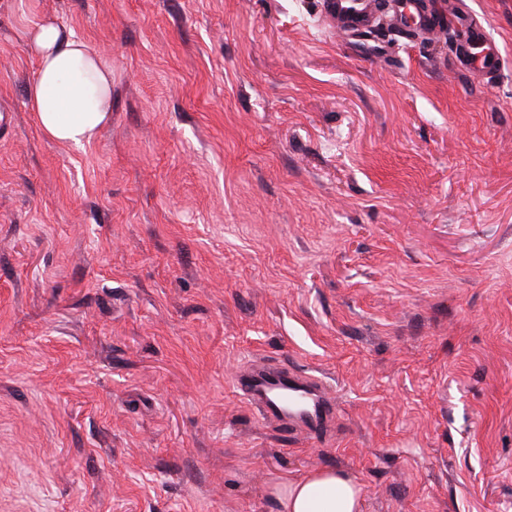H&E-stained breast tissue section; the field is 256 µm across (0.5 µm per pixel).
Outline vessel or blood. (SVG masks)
<instances>
[{
    "instance_id": "1",
    "label": "vessel or blood",
    "mask_w": 512,
    "mask_h": 512,
    "mask_svg": "<svg viewBox=\"0 0 512 512\" xmlns=\"http://www.w3.org/2000/svg\"><path fill=\"white\" fill-rule=\"evenodd\" d=\"M330 20L345 29H363L372 16L356 0H326ZM483 27L478 20L468 21L458 49V61L467 68H477L487 76L486 67L478 66L485 47L481 43ZM237 390L257 410L261 418L276 426L318 438L329 435L336 417L335 397L319 378L285 362H257L236 374Z\"/></svg>"
}]
</instances>
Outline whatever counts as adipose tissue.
<instances>
[{"label": "adipose tissue", "instance_id": "adipose-tissue-1", "mask_svg": "<svg viewBox=\"0 0 512 512\" xmlns=\"http://www.w3.org/2000/svg\"><path fill=\"white\" fill-rule=\"evenodd\" d=\"M36 62L27 99L48 138L67 145L92 143L112 112V66L53 16L34 18L22 34ZM277 512H365L359 483L335 468L282 477L270 488Z\"/></svg>", "mask_w": 512, "mask_h": 512}]
</instances>
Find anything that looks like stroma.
Returning a JSON list of instances; mask_svg holds the SVG:
<instances>
[{
    "label": "stroma",
    "mask_w": 512,
    "mask_h": 512,
    "mask_svg": "<svg viewBox=\"0 0 512 512\" xmlns=\"http://www.w3.org/2000/svg\"><path fill=\"white\" fill-rule=\"evenodd\" d=\"M425 5L483 18L491 78L323 0H0V512H277L322 467L365 512H512V0ZM43 13L112 64L82 147L28 106ZM262 357L332 435L261 420ZM330 20L344 29H363L371 24V13L354 0H325ZM234 385L269 423L310 438L331 433L336 417L332 391L288 362H256L235 375Z\"/></svg>",
    "instance_id": "obj_1"
}]
</instances>
